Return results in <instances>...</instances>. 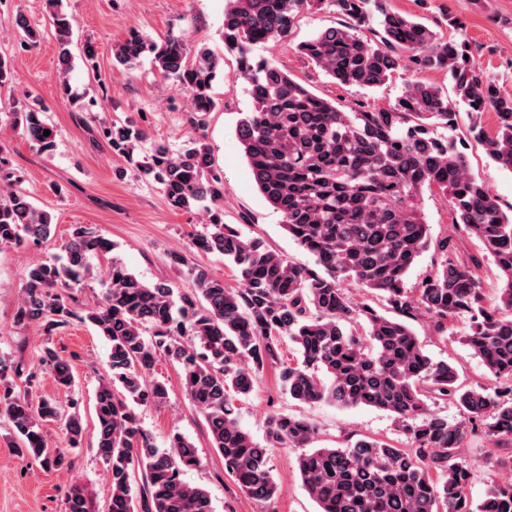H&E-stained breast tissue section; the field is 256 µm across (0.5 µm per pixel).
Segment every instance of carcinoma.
I'll return each mask as SVG.
<instances>
[{
  "label": "carcinoma",
  "mask_w": 512,
  "mask_h": 512,
  "mask_svg": "<svg viewBox=\"0 0 512 512\" xmlns=\"http://www.w3.org/2000/svg\"><path fill=\"white\" fill-rule=\"evenodd\" d=\"M47 2L64 86L74 21L59 0ZM331 7L345 24L297 46L308 63L343 86L364 89L381 87L402 70H441L455 99L411 81L386 108L361 101L341 109L275 61L249 57L252 45L287 37L302 13ZM373 17L376 29L368 28ZM14 25L20 46L37 43V30L24 15ZM223 39L239 54L237 78L253 102L237 129L253 181L315 267L292 264L224 223V180L205 134L206 117L218 106L212 83L220 59L183 35L157 43L132 31L114 44L113 64L129 68L148 54L157 72L188 94L194 135L177 154L155 146L141 173L162 186L174 210L206 203L208 227L193 247L224 256L239 287L189 265L180 253L171 255V264L186 269L189 293L164 281L146 283L115 258L100 271L103 296L81 320L110 344L109 373L94 394L96 449L112 487L108 512H214L208 491L182 480L185 470L200 465L194 443L174 433L167 448H158L133 410L168 399L167 384L153 377L161 359L180 367L183 389L204 415L212 447L238 486L259 502L269 503L277 493L269 449L288 447L305 449L297 469L319 512H470V468L459 454L466 434L486 436L489 458L512 467V209L504 210L470 174L466 155L448 132L458 104L476 113L493 109L494 133L476 129L474 139L493 162L512 171V96L477 73L466 41L442 42L382 0H228ZM13 116L31 140L53 147L54 134L43 135L50 126L42 110L20 105ZM102 136L130 159L145 132L132 124L109 126ZM425 188L449 197L451 223L477 242V253L463 256L448 248V238H432L418 204ZM51 238V216L18 188L1 186L0 248ZM430 248L440 260L407 287L410 270ZM113 249L94 228L73 225L59 257L27 270L15 322L38 325L52 336L77 316L74 290L94 276L92 260ZM489 263L496 279L492 300L481 277ZM348 283L380 295L398 316L357 301ZM463 315L470 327L461 342L498 382L493 388L458 384L456 368L429 357L409 325L428 317L445 333ZM286 341L297 355L285 362ZM40 362L57 389L74 387L72 363L54 347H44ZM268 365L279 367L281 386L299 402L390 413L413 447L363 436L343 448H314L316 426L280 414L267 419L265 443L256 442L239 424L235 401L253 391ZM18 376V367L0 364V417L21 451L55 466L67 463V451L51 447L42 426L63 423L69 447L80 448L78 414L52 398L34 406L16 395ZM436 399L453 403L462 420L451 425L430 412L428 402ZM66 509L94 512L77 485L66 492ZM475 512H512V483L491 484Z\"/></svg>",
  "instance_id": "carcinoma-1"
}]
</instances>
